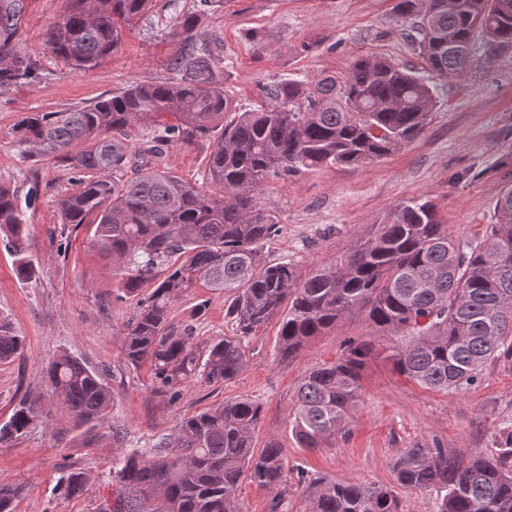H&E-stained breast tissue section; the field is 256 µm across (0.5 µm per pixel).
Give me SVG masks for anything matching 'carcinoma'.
<instances>
[{
  "label": "carcinoma",
  "mask_w": 512,
  "mask_h": 512,
  "mask_svg": "<svg viewBox=\"0 0 512 512\" xmlns=\"http://www.w3.org/2000/svg\"><path fill=\"white\" fill-rule=\"evenodd\" d=\"M25 2L0 0V92L39 77L38 52L23 39ZM67 2L47 25L42 50L89 72L153 0ZM209 4L197 0L194 11L175 18L167 79L133 81L82 108L33 112L17 127L19 141L61 163L76 186L59 199L62 224L93 225L94 243L112 257L125 292L153 285L127 325V362L150 365L159 389L173 396L194 380L218 383L239 374L245 341L285 305L277 340L283 358L362 309L370 332L301 376L290 424L303 448L345 433L365 368L383 353L401 375L439 391L471 385L489 361L512 366V185L496 201L495 221L472 242L455 240L433 201L417 197L396 205L366 237L339 249L332 266L302 282L292 263L266 261L259 251L277 232L261 201L269 178L364 165L415 139L433 110L436 81L464 76L481 49H512V0H399L425 73L363 57L341 81L267 83L265 104L249 111L224 94L217 44L197 39ZM200 140L209 142L207 179L221 188L218 194L143 160ZM0 231L17 279H35L29 225L17 191L2 185ZM198 283L232 295L227 315L237 331L201 348L194 345V320L171 318L172 303ZM23 347L24 337L0 320V362ZM44 374L59 404L83 422L99 420L112 406L103 372L73 354L55 356ZM262 411L250 398L226 400L118 457L113 512H242L244 478L275 492V512L288 474L277 440L255 448ZM39 424V399L21 398L0 424V445ZM394 469L403 487L437 490L436 512H512V430L495 457L465 464L444 448L414 445L400 450ZM298 482L309 488L307 512H399L382 486L302 474ZM86 485V472L69 466L57 483L67 499L81 497ZM21 493V485L0 479V512H15Z\"/></svg>",
  "instance_id": "cac0c4a2"
}]
</instances>
